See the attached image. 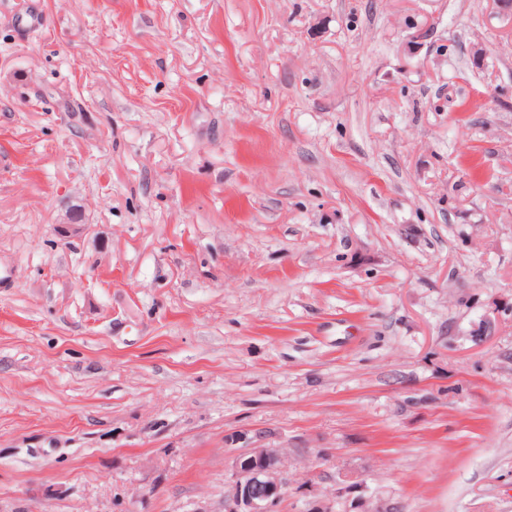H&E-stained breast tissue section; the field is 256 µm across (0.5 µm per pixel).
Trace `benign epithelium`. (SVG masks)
Wrapping results in <instances>:
<instances>
[{
    "label": "benign epithelium",
    "mask_w": 512,
    "mask_h": 512,
    "mask_svg": "<svg viewBox=\"0 0 512 512\" xmlns=\"http://www.w3.org/2000/svg\"><path fill=\"white\" fill-rule=\"evenodd\" d=\"M225 476L230 489L220 512H277L288 488L281 449L252 444L242 432L231 438Z\"/></svg>",
    "instance_id": "obj_1"
}]
</instances>
